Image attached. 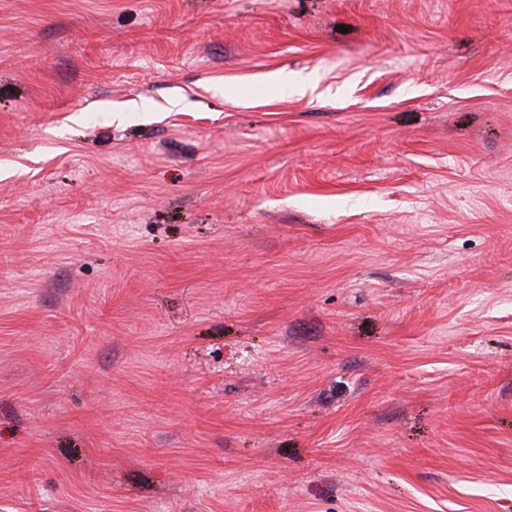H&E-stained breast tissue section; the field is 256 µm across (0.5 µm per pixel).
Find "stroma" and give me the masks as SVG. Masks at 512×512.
Listing matches in <instances>:
<instances>
[{
	"label": "stroma",
	"instance_id": "35a3bbf8",
	"mask_svg": "<svg viewBox=\"0 0 512 512\" xmlns=\"http://www.w3.org/2000/svg\"><path fill=\"white\" fill-rule=\"evenodd\" d=\"M0 512H512V0H0Z\"/></svg>",
	"mask_w": 512,
	"mask_h": 512
}]
</instances>
